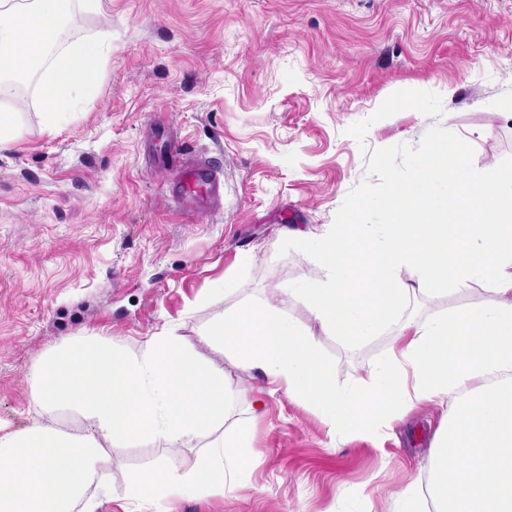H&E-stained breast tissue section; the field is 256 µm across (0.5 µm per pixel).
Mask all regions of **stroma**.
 Returning a JSON list of instances; mask_svg holds the SVG:
<instances>
[{
  "label": "stroma",
  "instance_id": "obj_1",
  "mask_svg": "<svg viewBox=\"0 0 512 512\" xmlns=\"http://www.w3.org/2000/svg\"><path fill=\"white\" fill-rule=\"evenodd\" d=\"M73 20L79 35L109 36L97 95L52 128L39 86L0 98L19 123L0 149V435L32 424L31 372L51 348L99 335L133 355L173 329L233 381L250 473L233 491L155 507L129 498L134 475L197 449L117 445L98 512H333L341 496L354 512H396L397 491L426 475L438 409L374 438L331 435L280 392L256 417L265 377L238 371L203 333L316 277L291 231L329 232L355 197L369 201L365 223H383L392 181L412 178L431 143L465 140L477 175L512 168V0H102ZM413 99L423 110L386 109ZM180 159L222 169V204L174 205ZM509 303L480 281L416 293L361 344L327 335L305 302L288 317L352 388L405 322ZM363 484L369 498L353 500Z\"/></svg>",
  "mask_w": 512,
  "mask_h": 512
}]
</instances>
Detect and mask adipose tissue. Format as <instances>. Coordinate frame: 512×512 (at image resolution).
<instances>
[{"mask_svg":"<svg viewBox=\"0 0 512 512\" xmlns=\"http://www.w3.org/2000/svg\"><path fill=\"white\" fill-rule=\"evenodd\" d=\"M75 0H0V69L19 76L32 65L45 73L40 91L47 126L93 95L106 37L75 36L53 58L45 49ZM379 230L363 224L367 202L352 199L345 220L320 237L294 243L318 268L316 281L281 288L276 299L243 304L208 329L243 373L259 371L289 398L312 409L330 433L378 435L417 407H440L445 419L429 451L428 490L409 483L397 512H512V305L469 306L407 322L367 385L337 388L310 335L287 315L305 300L330 335L348 342L374 337L393 320L411 289L480 280L512 296V169L482 178L470 173L456 137L432 143L412 182L394 181ZM412 267L416 286L396 281ZM33 401L68 409L83 433L48 421L0 436V512H96L84 493L99 484L117 444L163 441L179 448L203 438L194 463H152L129 488L159 504L175 495H208L233 487L251 467L252 433L230 417L234 388L222 371L200 362L181 337L165 330L128 355L102 336L51 351L32 372Z\"/></svg>","mask_w":512,"mask_h":512,"instance_id":"adipose-tissue-1","label":"adipose tissue"}]
</instances>
